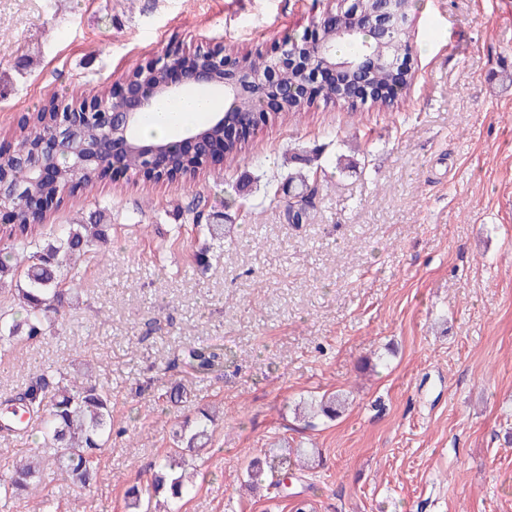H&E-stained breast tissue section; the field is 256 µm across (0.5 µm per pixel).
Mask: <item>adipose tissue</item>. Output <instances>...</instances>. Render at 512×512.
I'll return each mask as SVG.
<instances>
[{
    "label": "adipose tissue",
    "mask_w": 512,
    "mask_h": 512,
    "mask_svg": "<svg viewBox=\"0 0 512 512\" xmlns=\"http://www.w3.org/2000/svg\"><path fill=\"white\" fill-rule=\"evenodd\" d=\"M223 106V99L209 89L186 90L177 97L155 102L141 125L140 134L148 141L172 137Z\"/></svg>",
    "instance_id": "adipose-tissue-1"
}]
</instances>
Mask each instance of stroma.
<instances>
[{
    "label": "stroma",
    "instance_id": "obj_1",
    "mask_svg": "<svg viewBox=\"0 0 512 512\" xmlns=\"http://www.w3.org/2000/svg\"><path fill=\"white\" fill-rule=\"evenodd\" d=\"M327 5L0 0V144L49 91L79 103L171 45L266 51ZM411 35L414 82L393 106L320 102L192 180L107 178L47 213L48 232L102 208L111 224L46 339L0 350V417L49 366L91 363L112 394L96 481L43 461L55 512H130L126 490L207 407L178 512H512V0H421ZM191 347L222 360L195 371ZM331 393L348 399L338 417L296 418ZM285 446L309 469L251 492L248 460Z\"/></svg>",
    "mask_w": 512,
    "mask_h": 512
}]
</instances>
